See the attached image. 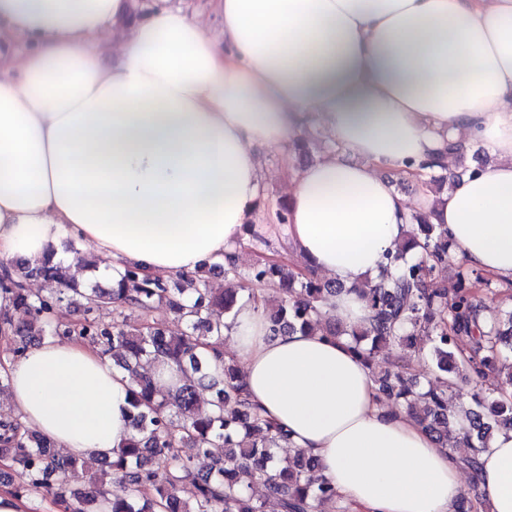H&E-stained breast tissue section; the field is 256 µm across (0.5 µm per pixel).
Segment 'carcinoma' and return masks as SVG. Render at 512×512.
<instances>
[{"label": "carcinoma", "instance_id": "cac0c4a2", "mask_svg": "<svg viewBox=\"0 0 512 512\" xmlns=\"http://www.w3.org/2000/svg\"><path fill=\"white\" fill-rule=\"evenodd\" d=\"M410 236L390 256L397 274L360 292L370 311L368 324L352 331L354 350L370 370L382 398L407 411L443 448L484 447L498 430H512V399L480 385L493 360L512 355V308L493 305L494 292L479 289L480 278L466 265L458 266L453 289L437 278L448 262V230L415 218ZM64 252L88 271L96 261L66 242ZM12 265L26 280L45 284L33 294L9 272L0 275V293L10 306L0 308V341L5 352L22 355L47 337L66 336L86 342L110 357L121 352L117 367L129 374L128 441L114 455L88 462L67 458L53 442L33 432L16 415L0 416V484L17 497L47 496L65 512H264V502L252 494L258 484L274 495L281 512H317L320 504L338 497L335 488L315 476L313 458L303 451L277 467L271 449L289 441L286 431L261 415L250 402L238 370L223 361L211 365L208 353L224 343V329L233 323L239 303L262 311L276 333L322 326L328 336H340L343 326L323 313L333 285L300 276L290 265L262 260L246 272L233 260L202 268L219 271L229 281L222 292L194 288L185 293L173 278H151L139 268L114 270L112 286L85 285L70 267L51 253L31 264ZM75 304L79 317L60 320V312ZM164 307L184 329L171 334L153 317ZM22 310L28 319L17 321ZM136 312L139 322L128 320ZM419 337L430 343L435 379L422 384L405 365L390 359L393 348L410 347ZM164 362L185 374L173 392L160 391L144 366ZM465 374L477 383L472 406L465 409L468 428L455 427L457 406L448 388L450 375ZM213 392L210 408L200 393ZM153 456L166 459L163 469L149 465ZM206 459V472L197 462ZM124 494H112V483ZM191 496L182 497L186 484Z\"/></svg>", "mask_w": 512, "mask_h": 512}]
</instances>
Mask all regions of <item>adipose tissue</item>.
Returning <instances> with one entry per match:
<instances>
[{"label": "adipose tissue", "mask_w": 512, "mask_h": 512, "mask_svg": "<svg viewBox=\"0 0 512 512\" xmlns=\"http://www.w3.org/2000/svg\"><path fill=\"white\" fill-rule=\"evenodd\" d=\"M216 43L184 7L0 0V261L69 236L110 267L187 275L266 233L256 147L290 144L307 115L337 152L290 174L288 256L340 289L347 327L413 211L445 225L466 265L512 285V0H214ZM131 34L97 49L116 27ZM489 161L432 194L448 141ZM416 184V208L384 178ZM262 415L312 456L352 512H453L465 474L411 416L386 407L348 338L272 334L251 305L229 330ZM10 403L65 455L129 438L127 376L78 339L0 359ZM480 512H512V430L477 449Z\"/></svg>", "instance_id": "obj_1"}]
</instances>
